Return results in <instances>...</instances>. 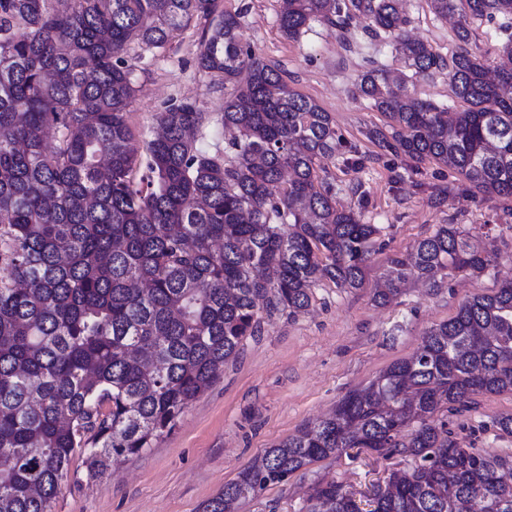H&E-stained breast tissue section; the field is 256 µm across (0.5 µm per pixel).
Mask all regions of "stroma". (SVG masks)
<instances>
[{"instance_id": "stroma-1", "label": "stroma", "mask_w": 512, "mask_h": 512, "mask_svg": "<svg viewBox=\"0 0 512 512\" xmlns=\"http://www.w3.org/2000/svg\"><path fill=\"white\" fill-rule=\"evenodd\" d=\"M282 0H218V12L241 16V41L266 63L281 69L288 84L330 112L336 131L355 146L360 161L345 155L317 161L337 207L360 213L363 223L382 233L364 265L359 289L321 282L309 308L290 316H263L259 335L247 338L236 359L184 412L174 431L153 448L130 457L117 469L87 478L85 457L75 454L52 512H202L203 504L268 448L334 410L350 390L366 385L394 361L411 356L426 331L455 315L475 294H490L512 280V215L506 205L472 194L468 184L435 162L410 160L381 150L366 133L384 119L357 91L358 77L379 65L403 73L393 41L364 33L362 20L349 32L311 21L298 39L285 38L278 23ZM409 34L429 41L442 56L456 49L457 25L434 15L429 0H405ZM208 21L192 23L162 49L130 42L123 55L135 64L139 91L127 109L136 144L150 139L157 118L185 101L205 112L197 146L223 154L229 136L220 114L232 92L222 75L197 68L196 54ZM408 94L462 110L446 74L417 76ZM459 224L474 239L494 248L498 260L481 275L445 280L431 288L418 280L404 285L391 303L372 301L383 283L387 259L411 252L438 225ZM512 413V393L483 395L477 405L447 414L448 429L466 448H487L512 456V436L495 421ZM385 468L368 452L313 462L242 501L238 512H306L314 483L336 479L361 492Z\"/></svg>"}]
</instances>
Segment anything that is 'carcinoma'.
Returning a JSON list of instances; mask_svg holds the SVG:
<instances>
[{
	"label": "carcinoma",
	"instance_id": "carcinoma-1",
	"mask_svg": "<svg viewBox=\"0 0 512 512\" xmlns=\"http://www.w3.org/2000/svg\"><path fill=\"white\" fill-rule=\"evenodd\" d=\"M217 0H0V512H52L72 456L96 478L170 434L237 356L268 311L306 310L312 288L363 286L381 227L336 206L316 160L343 146L330 113L242 46L240 15L210 23L201 70L231 83L221 121L238 137L222 158L191 133L204 113L182 103L159 117L144 172L126 108L138 91L121 56L132 40L165 47ZM461 18L444 58L405 37L397 0H285L279 27L359 16L396 42L414 76L448 72L461 112L405 94L379 66L359 87L387 119L370 137L415 163L444 164L488 200H512V69L489 68L465 43L470 23L499 21L512 58V0H430ZM55 135L49 147L47 133ZM494 250L441 224L408 256L387 260L385 305L410 280L482 273ZM512 392V282L476 294L429 328L411 356L348 392L313 426L265 450L203 512L235 505L314 461L366 448L405 467L375 512H512V457L463 448L439 417ZM348 490L317 481L307 512H352Z\"/></svg>",
	"mask_w": 512,
	"mask_h": 512
}]
</instances>
